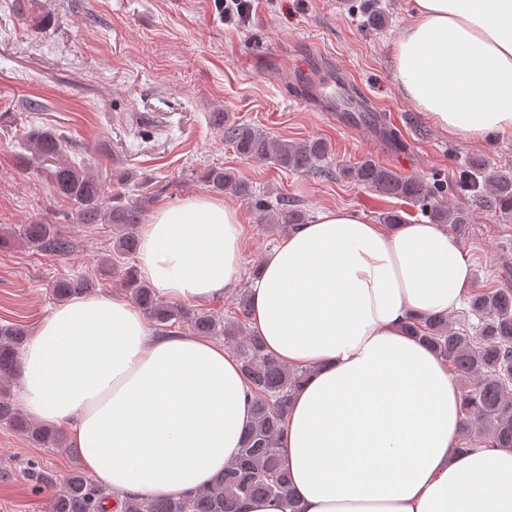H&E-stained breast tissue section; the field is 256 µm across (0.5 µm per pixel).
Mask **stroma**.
I'll list each match as a JSON object with an SVG mask.
<instances>
[{
	"label": "stroma",
	"mask_w": 512,
	"mask_h": 512,
	"mask_svg": "<svg viewBox=\"0 0 512 512\" xmlns=\"http://www.w3.org/2000/svg\"><path fill=\"white\" fill-rule=\"evenodd\" d=\"M411 0H372L383 30L349 0H255L248 26L224 20L219 0H0V231L36 221L58 225L74 243L63 258L23 243L0 250V323L32 331L57 305L49 285L60 276L95 280L100 293H121L120 278L100 275L112 227L80 224L58 203L45 169L26 168L18 141L34 128L64 136L65 160L96 163L104 175L129 169L135 183L109 192L151 194L149 210L209 193L203 172L237 171L260 197L297 201L308 217L346 207L381 223L384 213L418 208L383 197L338 174L366 158L405 177L441 179L450 206L470 219L461 243L473 267L471 288L512 289V213L489 207L486 193L457 181L471 158L512 174V134L475 144L449 137L406 98L394 79L392 49L408 22ZM47 25H40L43 15ZM361 100L377 121L363 125L334 111L337 94ZM45 109L28 112L26 99ZM214 112L293 142L321 139L331 153L319 170L292 174L271 162L241 158L210 123ZM397 129L394 145L385 135ZM244 234L242 276L205 309L232 318L254 266L284 237L234 199ZM38 469L63 478L83 470L68 447L38 446L0 423V512H49L51 490L34 493Z\"/></svg>",
	"instance_id": "stroma-1"
}]
</instances>
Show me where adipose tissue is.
<instances>
[{
  "mask_svg": "<svg viewBox=\"0 0 512 512\" xmlns=\"http://www.w3.org/2000/svg\"><path fill=\"white\" fill-rule=\"evenodd\" d=\"M393 61L405 97L443 132L512 134V0H413ZM242 234L235 206L194 195L143 225L138 268L159 294L203 302L237 283ZM472 274L439 226L389 229L342 207L294 226L262 258L251 327L310 371L281 437L302 512H512V448L459 451L458 383L406 329L460 309ZM18 380L26 412L66 427L103 487L142 498L209 484L253 419L223 344L155 335L119 295H79L43 317Z\"/></svg>",
  "mask_w": 512,
  "mask_h": 512,
  "instance_id": "ef3b65f1",
  "label": "adipose tissue"
}]
</instances>
